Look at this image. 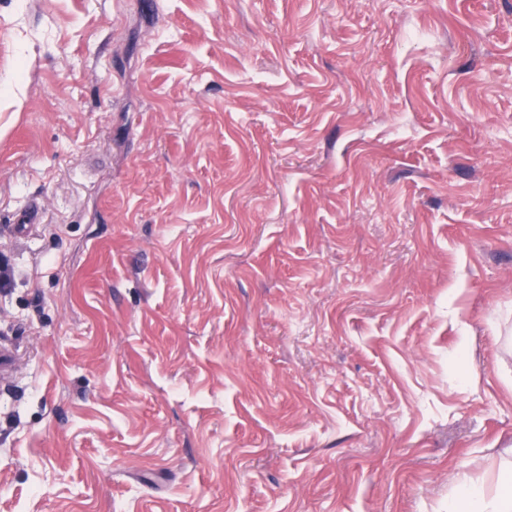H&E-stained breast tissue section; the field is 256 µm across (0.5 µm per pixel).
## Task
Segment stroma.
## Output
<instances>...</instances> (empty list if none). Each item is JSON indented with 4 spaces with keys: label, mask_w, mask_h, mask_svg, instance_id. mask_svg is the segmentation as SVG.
<instances>
[{
    "label": "stroma",
    "mask_w": 512,
    "mask_h": 512,
    "mask_svg": "<svg viewBox=\"0 0 512 512\" xmlns=\"http://www.w3.org/2000/svg\"><path fill=\"white\" fill-rule=\"evenodd\" d=\"M1 254L0 512L511 488L512 0H0Z\"/></svg>",
    "instance_id": "35a3bbf8"
}]
</instances>
